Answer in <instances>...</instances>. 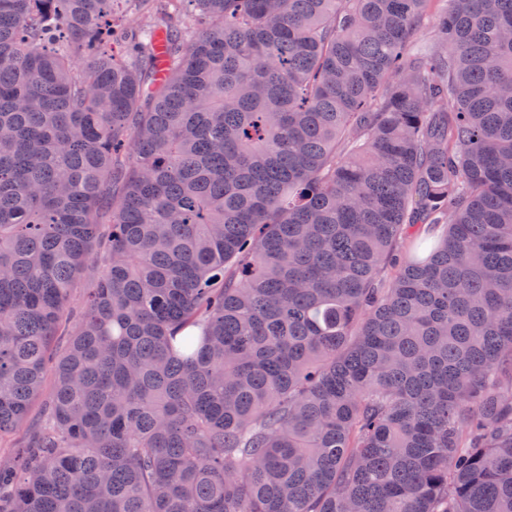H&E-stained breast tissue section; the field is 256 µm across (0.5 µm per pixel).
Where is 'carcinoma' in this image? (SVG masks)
<instances>
[{
    "instance_id": "cac0c4a2",
    "label": "carcinoma",
    "mask_w": 512,
    "mask_h": 512,
    "mask_svg": "<svg viewBox=\"0 0 512 512\" xmlns=\"http://www.w3.org/2000/svg\"><path fill=\"white\" fill-rule=\"evenodd\" d=\"M113 2L0 0V512H512V0ZM98 267L96 265L89 266V268L80 276L74 284L72 289V302L74 315L77 318L83 308L84 301L88 295V289L92 288L96 277Z\"/></svg>"
}]
</instances>
